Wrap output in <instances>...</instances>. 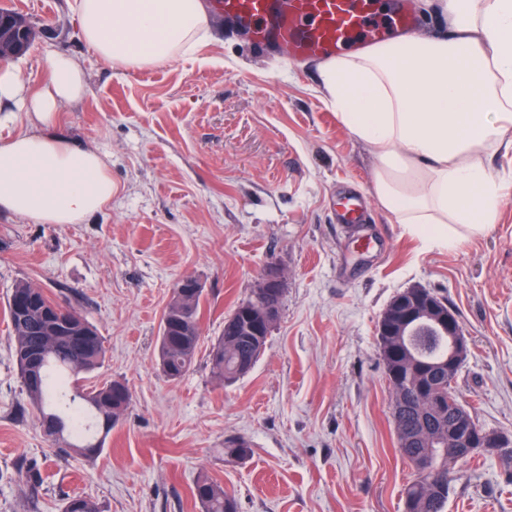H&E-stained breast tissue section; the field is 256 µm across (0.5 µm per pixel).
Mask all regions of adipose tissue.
<instances>
[{
  "label": "adipose tissue",
  "instance_id": "1",
  "mask_svg": "<svg viewBox=\"0 0 512 512\" xmlns=\"http://www.w3.org/2000/svg\"><path fill=\"white\" fill-rule=\"evenodd\" d=\"M442 37L408 35L320 62L323 97L376 157L379 205L413 236L453 248L489 234L512 182L489 162L512 150V0H439ZM79 34L102 61L142 70L194 54L212 37L208 0H74ZM29 88L0 64V215L82 224L112 201L94 143L62 132L60 106L81 98L65 53Z\"/></svg>",
  "mask_w": 512,
  "mask_h": 512
}]
</instances>
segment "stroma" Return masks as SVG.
I'll return each instance as SVG.
<instances>
[{"label":"stroma","instance_id":"stroma-1","mask_svg":"<svg viewBox=\"0 0 512 512\" xmlns=\"http://www.w3.org/2000/svg\"><path fill=\"white\" fill-rule=\"evenodd\" d=\"M36 35L15 58L25 82L64 52L85 94L63 130L109 161L112 203L84 224L0 217V512H62L81 495L103 512H202L208 472L238 512H404L413 472L401 456L378 338L403 290L448 304L469 339L457 395L479 424L512 437V196L493 231L454 249L409 235L372 190L375 157L340 124L314 62L263 52L223 17L199 54L149 70L100 60L69 0H0ZM367 202L340 224L343 197ZM380 240L360 252L362 233ZM283 275L280 315L253 369L215 377L209 350L268 267ZM203 288L192 369L164 377L163 313L179 277ZM30 282L76 309L104 341L87 385L126 383L133 401L87 459L46 438L28 405L9 335L8 299ZM241 438L242 459L224 453ZM41 468L28 493L22 468ZM446 512H512V460L458 462Z\"/></svg>","mask_w":512,"mask_h":512}]
</instances>
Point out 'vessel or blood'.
Returning <instances> with one entry per match:
<instances>
[{
  "label": "vessel or blood",
  "instance_id": "obj_1",
  "mask_svg": "<svg viewBox=\"0 0 512 512\" xmlns=\"http://www.w3.org/2000/svg\"><path fill=\"white\" fill-rule=\"evenodd\" d=\"M261 49L289 58L335 59L361 45L384 42L392 32L410 33L416 23L411 0H396L387 25L374 23V0H213Z\"/></svg>",
  "mask_w": 512,
  "mask_h": 512
}]
</instances>
